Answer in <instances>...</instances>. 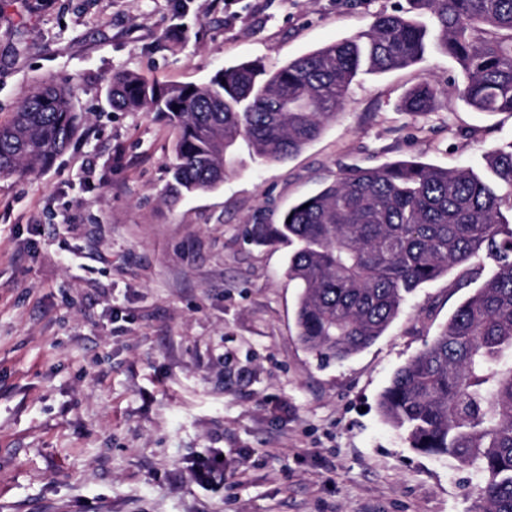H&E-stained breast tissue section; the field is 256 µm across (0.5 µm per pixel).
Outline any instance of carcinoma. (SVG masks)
<instances>
[{"label": "carcinoma", "mask_w": 512, "mask_h": 512, "mask_svg": "<svg viewBox=\"0 0 512 512\" xmlns=\"http://www.w3.org/2000/svg\"><path fill=\"white\" fill-rule=\"evenodd\" d=\"M380 13L370 30L308 52L268 74L255 62L218 70L203 84L158 85L112 75L118 110H146L176 131L168 198L224 183L246 140L267 162H285L317 140L341 112L355 78L407 68L430 49L452 58L459 94L477 112L512 113V0H409ZM439 88L428 78L403 98L430 112ZM79 131L71 94L45 82L0 123V177L24 175L61 156ZM486 178L469 167L419 161L353 169L255 224L253 241L297 244L287 277L298 288L301 345L320 361L371 346L407 297L486 251L493 274L444 330L394 373L383 415L418 451L455 457L483 475L482 512H512V143L487 150Z\"/></svg>", "instance_id": "1"}]
</instances>
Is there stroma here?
I'll return each mask as SVG.
<instances>
[{"label": "stroma", "mask_w": 512, "mask_h": 512, "mask_svg": "<svg viewBox=\"0 0 512 512\" xmlns=\"http://www.w3.org/2000/svg\"><path fill=\"white\" fill-rule=\"evenodd\" d=\"M408 0H0V122L40 82L71 88L79 136L0 177V512H476L475 472L411 448L379 399L493 270L423 284L374 344L320 361L299 343L290 246L248 241L351 168L479 166L512 114L468 107L457 63L363 75L284 163L241 147L223 185L166 201L173 128L113 110L115 71L199 84L275 72ZM444 95L401 108L422 78ZM224 451V475L191 464Z\"/></svg>", "instance_id": "obj_1"}]
</instances>
